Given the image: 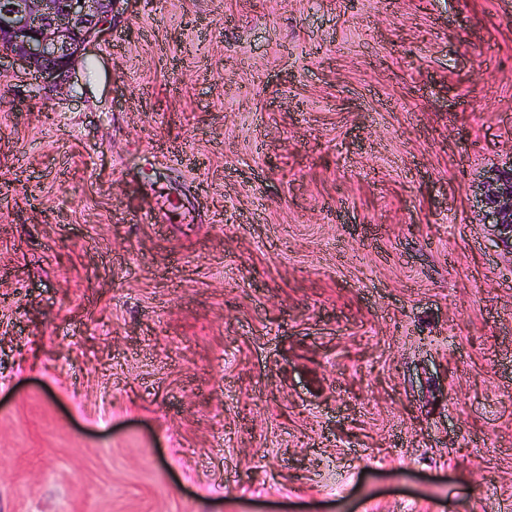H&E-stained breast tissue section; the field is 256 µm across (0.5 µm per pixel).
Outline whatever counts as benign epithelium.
I'll list each match as a JSON object with an SVG mask.
<instances>
[{
    "mask_svg": "<svg viewBox=\"0 0 512 512\" xmlns=\"http://www.w3.org/2000/svg\"><path fill=\"white\" fill-rule=\"evenodd\" d=\"M117 0H0V59L60 91L73 64L112 27ZM484 223L512 239V163L487 181Z\"/></svg>",
    "mask_w": 512,
    "mask_h": 512,
    "instance_id": "obj_1",
    "label": "benign epithelium"
}]
</instances>
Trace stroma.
Returning a JSON list of instances; mask_svg holds the SVG:
<instances>
[{
    "instance_id": "obj_1",
    "label": "stroma",
    "mask_w": 512,
    "mask_h": 512,
    "mask_svg": "<svg viewBox=\"0 0 512 512\" xmlns=\"http://www.w3.org/2000/svg\"><path fill=\"white\" fill-rule=\"evenodd\" d=\"M0 73V512L512 499V0H118ZM484 224L512 239V163L506 169L496 168L487 181Z\"/></svg>"
}]
</instances>
